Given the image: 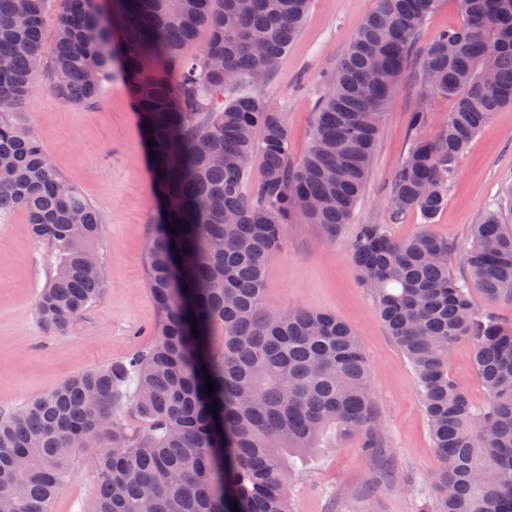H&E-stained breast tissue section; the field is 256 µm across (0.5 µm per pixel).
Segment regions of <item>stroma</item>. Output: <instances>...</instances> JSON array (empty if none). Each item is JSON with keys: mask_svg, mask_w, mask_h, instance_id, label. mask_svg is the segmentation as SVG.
I'll list each match as a JSON object with an SVG mask.
<instances>
[{"mask_svg": "<svg viewBox=\"0 0 512 512\" xmlns=\"http://www.w3.org/2000/svg\"><path fill=\"white\" fill-rule=\"evenodd\" d=\"M375 0H311L300 34L279 59L258 95L284 112L294 157L311 138L316 103L327 73L336 68ZM461 0H439L424 21L382 128L363 195L351 220L334 241L314 224H291L269 260L265 295L270 306L330 312L360 339L370 367V386L381 435L398 483L367 489L381 469L352 439L320 451L297 465L288 493L294 512H427L440 462L432 444L416 373L380 319L350 255L359 225H385L405 240L422 230L458 245L489 208L512 210V107L494 113L473 138L448 186V203L432 224L417 213L388 220L387 187L408 149L411 116L427 102L430 119L420 130L435 138L453 100L430 94L420 79L422 55L440 33L463 24ZM26 121L35 129L54 168L100 212L99 248L109 285L102 297L62 334L44 330L37 319L38 294L46 283L51 248L28 234L26 217L15 212L0 222V415L52 390L75 372L124 360L153 342L159 318L151 297L146 249L159 221L153 177L122 71H115L100 98L75 106L38 90ZM448 370L476 410L487 398L475 369L473 348L458 344ZM98 476L79 455L50 512H85L97 494Z\"/></svg>", "mask_w": 512, "mask_h": 512, "instance_id": "35a3bbf8", "label": "stroma"}]
</instances>
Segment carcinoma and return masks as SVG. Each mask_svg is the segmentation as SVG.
Returning <instances> with one entry per match:
<instances>
[{"mask_svg":"<svg viewBox=\"0 0 512 512\" xmlns=\"http://www.w3.org/2000/svg\"><path fill=\"white\" fill-rule=\"evenodd\" d=\"M464 3L463 25L423 54L426 87L454 108L433 140L418 135L427 105L413 113L388 187L393 223L410 212L431 222L472 139L512 105V0ZM436 4L376 0L326 76L310 146L295 159L283 113L255 89L310 0H0V220L24 213L32 238L54 251L41 325L67 330L107 277L86 257L102 236L100 213L24 119L39 76L53 98L83 105L120 60L144 141L155 142L146 151L161 211L146 254L153 344L0 417V512H49L86 448L96 449L99 487L85 512H233L235 502L239 512H294L292 462L327 438L388 455L358 336L332 314L269 307L265 270L287 225L317 224L332 241L349 223ZM457 250L425 232L393 240L382 224L361 225L351 242L362 284L416 372L441 459L431 512H512V326L470 303L473 288L512 300V221L493 209L471 225L466 280L451 271ZM461 342L474 349L482 413L448 372ZM126 404L131 423L119 415Z\"/></svg>","mask_w":512,"mask_h":512,"instance_id":"carcinoma-1","label":"carcinoma"}]
</instances>
